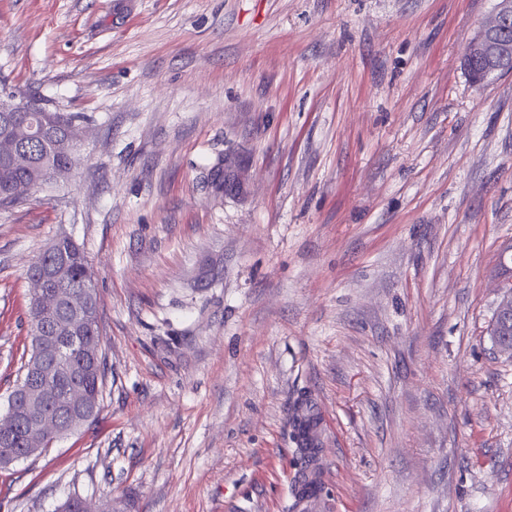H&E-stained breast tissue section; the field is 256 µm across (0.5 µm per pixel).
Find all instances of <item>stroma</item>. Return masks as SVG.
<instances>
[{
  "label": "stroma",
  "mask_w": 512,
  "mask_h": 512,
  "mask_svg": "<svg viewBox=\"0 0 512 512\" xmlns=\"http://www.w3.org/2000/svg\"><path fill=\"white\" fill-rule=\"evenodd\" d=\"M493 8L0 0V84L90 117L69 177L0 208V415L58 236L105 363L97 415L0 469V512H294L302 390L313 512H512V72L461 66ZM304 393L300 395L297 400L298 406L297 413L292 421V436L295 440L304 463L312 465L319 448L318 441V425L317 418L311 413H299V408H302L304 402Z\"/></svg>",
  "instance_id": "35a3bbf8"
}]
</instances>
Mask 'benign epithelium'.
<instances>
[{
    "mask_svg": "<svg viewBox=\"0 0 512 512\" xmlns=\"http://www.w3.org/2000/svg\"><path fill=\"white\" fill-rule=\"evenodd\" d=\"M512 21V0H496L490 17L484 20L469 42L463 59L465 70L475 59L487 62V68L481 76H471L475 82H483L502 69L512 67V43L496 40V36ZM28 109L26 100L12 93L0 94L1 112H24ZM84 135L80 125L69 129L66 139L58 144L71 157L78 156ZM0 158L17 165L27 164V159L19 147V138L0 139ZM32 285V307L35 310H50L63 304L70 312L80 314L86 309L87 298L83 290L76 288H57L47 290V284L38 276L29 277ZM102 345L87 343L79 336H41L35 344L37 364L31 367L29 379L20 384L10 398L7 415L0 418V446L7 448L11 444L14 430L20 423L29 426L26 438L27 447L42 448L61 438L70 428L89 421L93 413L94 400L79 384L72 383L67 403L70 409L68 421L58 415H51L46 406L52 401V394L46 387V381L52 377L71 379L74 377L71 355L78 354L84 361L93 364L101 356Z\"/></svg>",
    "mask_w": 512,
    "mask_h": 512,
    "instance_id": "benign-epithelium-1",
    "label": "benign epithelium"
}]
</instances>
